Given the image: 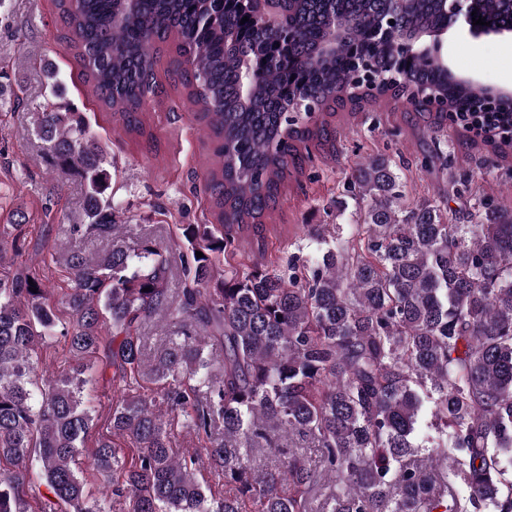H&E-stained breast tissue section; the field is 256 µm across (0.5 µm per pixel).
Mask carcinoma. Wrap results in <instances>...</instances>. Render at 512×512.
<instances>
[{
    "instance_id": "obj_1",
    "label": "carcinoma",
    "mask_w": 512,
    "mask_h": 512,
    "mask_svg": "<svg viewBox=\"0 0 512 512\" xmlns=\"http://www.w3.org/2000/svg\"><path fill=\"white\" fill-rule=\"evenodd\" d=\"M60 40L99 107L146 135L159 93L158 55L206 120L214 164L206 188L215 224L183 228L185 282L168 296L167 257L149 239L129 244L114 218L112 175L72 112H41L40 138L55 166L87 185L75 232L112 239L106 251L52 257L73 287L75 357L107 347L112 438L90 451L93 475L125 512H512V214L478 199L474 222L455 224L448 197L402 204L389 163L368 158L351 174L363 222L315 225L284 266L241 260L285 182L303 172L310 141L336 150L329 117L360 111L410 86L426 127L482 110L486 88L432 54H408L379 28L442 36L457 23L442 0H288L274 28L244 17L238 0H56ZM483 33L512 34V0H473ZM349 24L327 56L330 25ZM237 33L250 58L224 50ZM297 102L319 117L302 124ZM203 257H196V252ZM224 263V272L217 271ZM33 280L37 292L29 290ZM150 291H144V288ZM167 321L152 360L135 325ZM56 326L40 275L0 277V512H26L29 463L68 512H111L90 499L80 456L94 427L89 378L73 368L41 380L35 349ZM224 352L214 369L201 341ZM156 385V389L149 385ZM209 439L186 456L170 418ZM222 437L212 438L216 429ZM135 450L126 459L116 441ZM274 460L255 465L256 452ZM224 493L202 485L203 467Z\"/></svg>"
}]
</instances>
